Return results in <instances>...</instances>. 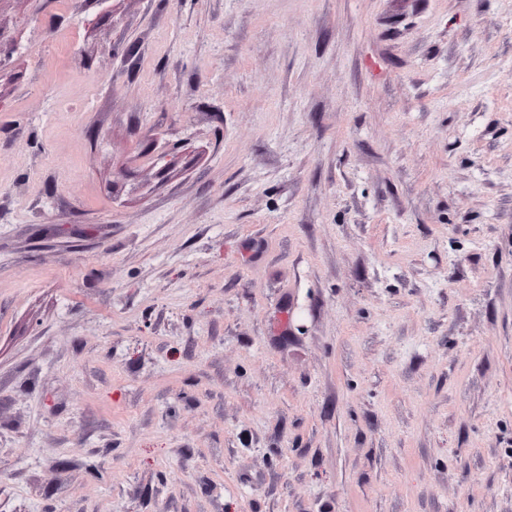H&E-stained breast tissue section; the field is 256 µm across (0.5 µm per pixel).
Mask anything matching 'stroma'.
<instances>
[{
    "label": "stroma",
    "instance_id": "obj_1",
    "mask_svg": "<svg viewBox=\"0 0 512 512\" xmlns=\"http://www.w3.org/2000/svg\"><path fill=\"white\" fill-rule=\"evenodd\" d=\"M0 512H512V0H0Z\"/></svg>",
    "mask_w": 512,
    "mask_h": 512
}]
</instances>
